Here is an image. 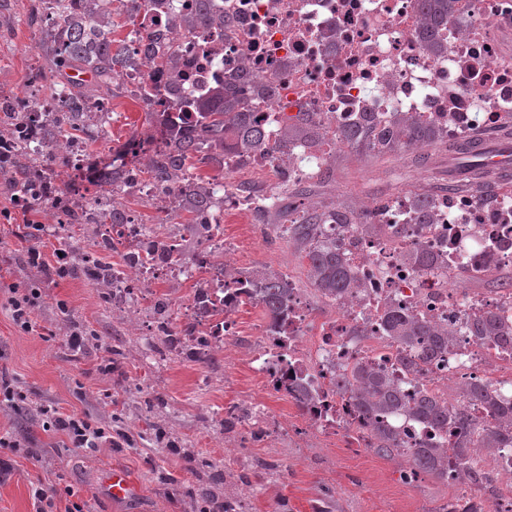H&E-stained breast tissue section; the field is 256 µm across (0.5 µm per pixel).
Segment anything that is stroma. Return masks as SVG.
Listing matches in <instances>:
<instances>
[{
	"mask_svg": "<svg viewBox=\"0 0 512 512\" xmlns=\"http://www.w3.org/2000/svg\"><path fill=\"white\" fill-rule=\"evenodd\" d=\"M31 0H0V94L13 97L33 91L47 96L60 75L41 55L42 30L29 27ZM112 119L99 127L79 113L89 157L109 163L117 147L153 130L147 107L117 88L109 101ZM449 185L446 149L401 147L374 153L353 147L331 152L322 175L295 201L307 210L336 206L361 209L367 203L407 190L435 196ZM136 223L156 228L175 244L183 261L195 268L191 277L163 272L145 280L131 276L122 298L104 304L103 285L73 275L58 276L51 266L28 263V248L45 255L78 246L92 250L102 233L96 224H56L47 209L0 189V283L37 284L42 302L34 331L23 332L7 311L0 310V373L17 381L30 404L22 410L0 406V433L24 444L20 453L0 450V512H35L31 483L54 473L78 487L92 512H196L204 497L199 488L213 470L227 479L216 489L214 512H224L225 497L237 498V512H437L462 489L434 475L410 476V463L399 453L349 448L307 426L297 405L272 393L252 367V354L267 317L259 305H240L222 348L193 352L189 345L170 346L157 329L154 304L169 302V327H180L181 303L194 300L211 266L242 267L254 272L271 268L309 287L306 260L275 232L276 216L239 211L225 217L217 237L230 253L210 250L190 236L187 208L172 223L159 221L155 202L116 194ZM40 223L39 239L30 240L24 215ZM85 333L81 347L68 339ZM263 403L270 430L251 438L248 422L224 429L230 408ZM89 413L126 432L122 447L65 448L42 429L43 408ZM130 474L134 489L112 502L98 485L107 466ZM251 474V486L238 477Z\"/></svg>",
	"mask_w": 512,
	"mask_h": 512,
	"instance_id": "stroma-1",
	"label": "stroma"
}]
</instances>
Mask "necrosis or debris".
Here are the masks:
<instances>
[{"instance_id": "obj_1", "label": "necrosis or debris", "mask_w": 512, "mask_h": 512, "mask_svg": "<svg viewBox=\"0 0 512 512\" xmlns=\"http://www.w3.org/2000/svg\"><path fill=\"white\" fill-rule=\"evenodd\" d=\"M425 0H210L211 21L172 32V21L195 15L194 0H161L148 10L131 0H93L91 7L119 20L129 35L128 63L120 74L132 94L147 98L152 110L181 114L197 100L249 74L253 87L239 95L238 109L261 117L269 149L249 156L228 155L221 174L209 184L211 205L199 223L220 224L228 211L252 208L236 175L250 167L270 172L273 184L301 179L305 169L326 161L340 148L344 129L370 118L377 126L409 111L444 134L462 138L512 119V57L504 35L512 33V0H455L439 39L444 55L429 54L420 39ZM172 42L164 58L144 52L155 32ZM306 115L328 135L316 157L292 155L283 127ZM123 192L153 198L172 214L188 182L169 189L142 175L139 162H126ZM348 258L352 294L336 298L329 318L313 316L309 289L293 284L288 318L278 331L262 330L253 352L254 370L275 393L288 396L307 422L322 432L347 438L356 449L373 445L369 420L353 406L345 381L356 362L387 371L407 395L427 389L447 392L481 380L512 394V379L500 376L512 364L493 343L457 332L448 351L419 371L401 370L398 349L384 339L380 317L397 308L436 324L469 322L494 312L512 331V294L488 300L453 292L456 281L512 265V199L496 196L481 203L466 196L434 199L431 221L417 223L409 194L371 203L353 225L329 229ZM420 250L433 253L431 271L409 261ZM247 273H217L189 315L203 327L194 343L205 351L217 344L211 328L215 309L232 313L235 281Z\"/></svg>"}]
</instances>
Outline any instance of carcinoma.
<instances>
[{
	"instance_id": "carcinoma-1",
	"label": "carcinoma",
	"mask_w": 512,
	"mask_h": 512,
	"mask_svg": "<svg viewBox=\"0 0 512 512\" xmlns=\"http://www.w3.org/2000/svg\"><path fill=\"white\" fill-rule=\"evenodd\" d=\"M85 0H53L52 24L46 30L41 42L42 53L52 64H60L64 69H74L79 73L90 74L88 80L68 78L55 84L52 95L64 98H85L92 100L90 92L105 91L112 96V85L119 81V67L127 53V40L114 45L112 34L121 26L119 22L107 21L104 31L95 33L87 29L83 21L86 11ZM428 10L434 22L426 29L424 39L435 51L444 46L435 37L436 30L448 23V5L451 0H427ZM13 99L0 97V112L6 121L0 127V138L12 143V152L6 160L7 169H0L4 185L11 192L21 193L34 201L43 200L44 190L35 189L30 178L18 180L16 171L24 169L22 159L30 149L14 144L16 126L25 123V118L12 108ZM235 101L222 92L194 105L193 120L168 129L170 143L157 151L150 161L146 173L150 180L159 185L179 178L184 166L189 162L203 164L200 157L203 147L210 148L212 160H219L227 150L243 153L264 152L268 148L264 128L251 112H235ZM397 130H392L382 138L381 146L371 140L368 131L356 127L343 132L345 140L368 151L382 152L396 144ZM404 144L422 147L437 143L443 134L437 128L417 119L403 130ZM192 202L191 212L196 214L210 202L207 188L195 186L186 194ZM126 212L114 204H106L99 211L97 223L122 224ZM326 214L314 215L300 224L276 225L279 236L296 244L309 264L312 286L325 298L342 296L353 285L351 269L343 254L336 249V243L327 240L323 231ZM84 251L72 250L69 271L83 274L94 282L107 277L112 267L94 260L88 265L83 260ZM238 303L255 302L262 306L270 320H277L288 313L291 301V288L288 281L273 270L257 272L245 282L237 283ZM383 328L392 340L400 346L401 362L413 368L440 357L448 349V330L431 323L423 317L399 309L387 311L382 320ZM462 330L478 341H492L505 351H512V332L502 331L495 314L489 312L483 317L465 324ZM350 398L354 406L365 416L375 421V450L381 454L391 453L402 447L399 434L385 422V417L395 413H405L421 425L434 431H446L455 427L454 447L450 450L439 448L432 443H420L409 448L406 456L411 461V475L419 472L431 473L439 478H448V467H459L469 488L486 496L494 495L495 481L483 464L475 457L474 448L478 443L487 444L495 450L512 448V399L500 400L483 381L470 382L461 400L450 401L436 393H425L410 401L406 400L395 386L391 377L384 371L365 363H358L351 372ZM482 405L488 420L479 421L471 417L470 406ZM439 512H487L483 504L471 498L456 496Z\"/></svg>"
}]
</instances>
